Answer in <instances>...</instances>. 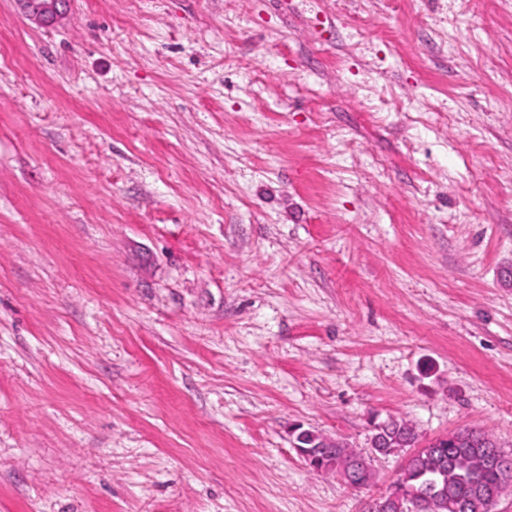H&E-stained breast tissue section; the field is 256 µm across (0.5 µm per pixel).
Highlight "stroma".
Masks as SVG:
<instances>
[{
  "label": "stroma",
  "instance_id": "1",
  "mask_svg": "<svg viewBox=\"0 0 512 512\" xmlns=\"http://www.w3.org/2000/svg\"><path fill=\"white\" fill-rule=\"evenodd\" d=\"M391 417L512 452V0H0V512H373ZM23 13L30 19L51 24L65 14V7L71 0H17ZM324 446H318L317 448H336L338 446V442L336 439H332L330 437H326L323 439ZM294 448L298 452V454L308 463L310 467L314 470L322 472V473H331L334 475H339L350 487L353 488H361L362 485L353 484L349 479V472H345L343 467H338L336 469V465L341 463L342 465L349 468L351 474L353 475L355 481L358 482H366L370 479L371 476V465L370 462L367 461L363 456L356 455L352 453L346 446L342 444L340 448H336V458H332L329 464L325 468L320 467V460L322 459L319 455H314L308 452L307 448H304L302 445L297 443V440L294 443Z\"/></svg>",
  "mask_w": 512,
  "mask_h": 512
}]
</instances>
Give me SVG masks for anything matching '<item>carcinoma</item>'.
<instances>
[{"label": "carcinoma", "mask_w": 512, "mask_h": 512, "mask_svg": "<svg viewBox=\"0 0 512 512\" xmlns=\"http://www.w3.org/2000/svg\"><path fill=\"white\" fill-rule=\"evenodd\" d=\"M375 451L388 455L398 449L413 453L395 482L388 512H488L487 498L505 478L512 479V454L494 435L465 428L434 444H422L407 422L389 419L374 438ZM336 462L358 482L371 476V465L346 446L336 449Z\"/></svg>", "instance_id": "carcinoma-1"}]
</instances>
